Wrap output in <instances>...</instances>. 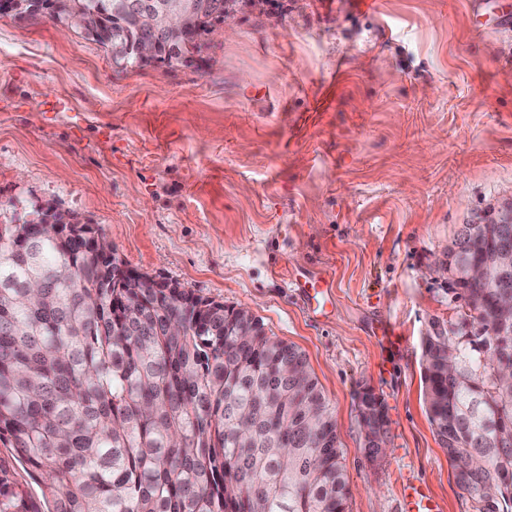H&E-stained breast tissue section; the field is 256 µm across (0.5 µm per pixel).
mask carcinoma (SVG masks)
Returning <instances> with one entry per match:
<instances>
[{"label":"carcinoma","instance_id":"obj_1","mask_svg":"<svg viewBox=\"0 0 512 512\" xmlns=\"http://www.w3.org/2000/svg\"><path fill=\"white\" fill-rule=\"evenodd\" d=\"M120 2L14 12L79 15L118 73L188 61L224 15L208 0L171 40ZM509 250L511 224H462L445 257L487 267ZM118 272L86 224H0V441L40 486L38 512H346L336 423L305 355L247 310ZM448 282L469 313L421 339L429 420L476 512H512V270ZM382 407L360 395L371 458Z\"/></svg>","mask_w":512,"mask_h":512}]
</instances>
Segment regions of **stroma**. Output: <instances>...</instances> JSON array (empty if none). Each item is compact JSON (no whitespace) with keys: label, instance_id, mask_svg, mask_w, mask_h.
Listing matches in <instances>:
<instances>
[{"label":"stroma","instance_id":"obj_1","mask_svg":"<svg viewBox=\"0 0 512 512\" xmlns=\"http://www.w3.org/2000/svg\"><path fill=\"white\" fill-rule=\"evenodd\" d=\"M240 0L189 61L116 73L52 20L0 14V223L54 204L130 268L244 308L295 345L327 398L347 512L425 486L474 512L429 422L421 338L462 313L435 265L455 230L512 201V28L474 0ZM336 291L309 312L291 280ZM391 328L396 352L378 341ZM387 407L368 457L358 397ZM11 512L41 493L0 443Z\"/></svg>","mask_w":512,"mask_h":512}]
</instances>
